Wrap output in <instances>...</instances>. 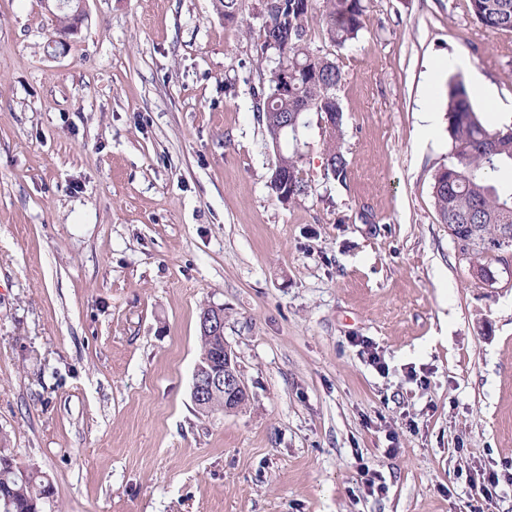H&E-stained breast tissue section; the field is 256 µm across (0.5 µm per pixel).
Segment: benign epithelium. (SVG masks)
<instances>
[{
    "instance_id": "obj_1",
    "label": "benign epithelium",
    "mask_w": 512,
    "mask_h": 512,
    "mask_svg": "<svg viewBox=\"0 0 512 512\" xmlns=\"http://www.w3.org/2000/svg\"><path fill=\"white\" fill-rule=\"evenodd\" d=\"M74 8L68 23L58 27V37L52 40L56 51H61L70 42L72 36L78 34L85 19V0H78L75 4L62 5L56 3L58 10L64 7ZM202 331L213 337L224 335V311L215 308L202 316ZM223 355L219 360L210 356L200 358L196 366L192 398L195 405L207 406L211 400L218 396L224 397V413H233L241 409L250 399L249 390L240 374L236 355L228 344H223Z\"/></svg>"
}]
</instances>
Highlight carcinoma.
I'll list each match as a JSON object with an SVG mask.
<instances>
[{"label":"carcinoma","instance_id":"obj_1","mask_svg":"<svg viewBox=\"0 0 512 512\" xmlns=\"http://www.w3.org/2000/svg\"><path fill=\"white\" fill-rule=\"evenodd\" d=\"M216 10L228 23H244L242 0H214ZM475 17L487 28L512 32V0H470ZM267 16L260 29L261 58L275 56L268 70V92L259 94L256 112L269 138H274L281 118L302 120L306 112L320 117L333 112L334 133L324 136L323 152L332 161L326 174L346 180L347 161L342 152L343 108L336 94L342 72L332 53L311 49L309 23L316 15L329 46L342 49L359 38L364 29L365 0H266ZM303 67L293 90L281 97L279 73ZM448 136L451 153L448 164L434 175L432 195L441 223L452 237L460 236L459 224L479 227L473 240L458 246L470 267L492 265L496 254L512 252V237L495 238L497 224L512 225V184H499L493 174L512 168V128L493 129L483 121L469 100L460 76L448 83ZM288 171V201L307 193L299 163L301 153H281L276 157ZM53 495L51 483L35 470L23 469L11 457L0 453V512H41Z\"/></svg>","mask_w":512,"mask_h":512}]
</instances>
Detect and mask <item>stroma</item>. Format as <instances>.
I'll return each instance as SVG.
<instances>
[{"label":"stroma","instance_id":"1","mask_svg":"<svg viewBox=\"0 0 512 512\" xmlns=\"http://www.w3.org/2000/svg\"><path fill=\"white\" fill-rule=\"evenodd\" d=\"M366 6L336 53L340 182L317 113L266 137L259 0L244 28L213 0H86L56 56L44 0H0V452L49 479L43 512H467L479 470L512 512V278H474L432 197L441 67L512 106V32L470 0ZM207 306L250 392L231 414L192 400ZM301 153L297 149L292 153H284L276 157V162L279 161L284 170L288 169V192H282L281 199L288 203L297 200L299 197L307 193V182L302 177L299 163L301 161Z\"/></svg>","mask_w":512,"mask_h":512}]
</instances>
